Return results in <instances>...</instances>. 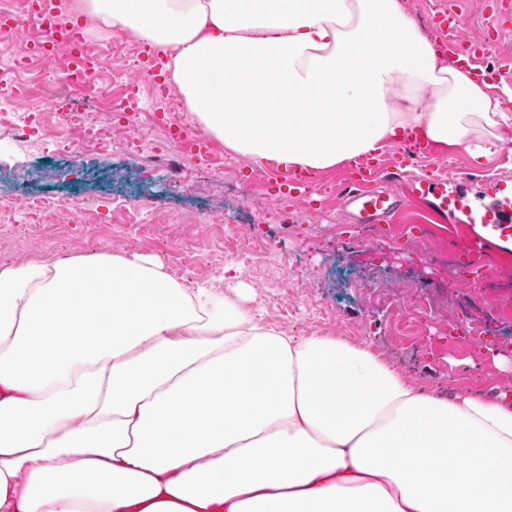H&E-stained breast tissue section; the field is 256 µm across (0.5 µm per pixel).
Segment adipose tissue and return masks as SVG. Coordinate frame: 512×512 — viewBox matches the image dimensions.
I'll return each mask as SVG.
<instances>
[{"instance_id": "adipose-tissue-1", "label": "adipose tissue", "mask_w": 512, "mask_h": 512, "mask_svg": "<svg viewBox=\"0 0 512 512\" xmlns=\"http://www.w3.org/2000/svg\"><path fill=\"white\" fill-rule=\"evenodd\" d=\"M158 48L252 162L335 168L416 128L503 149L512 89L401 0H82ZM0 512H512V400L416 386L151 257L0 262Z\"/></svg>"}]
</instances>
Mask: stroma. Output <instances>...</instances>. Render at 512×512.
Returning <instances> with one entry per match:
<instances>
[{
  "label": "stroma",
  "mask_w": 512,
  "mask_h": 512,
  "mask_svg": "<svg viewBox=\"0 0 512 512\" xmlns=\"http://www.w3.org/2000/svg\"><path fill=\"white\" fill-rule=\"evenodd\" d=\"M123 80L100 92L90 85L100 111H109L113 98L127 97L138 87L137 104L143 122L152 119V99L133 61L121 66ZM129 149L89 162L80 150L62 161L44 154L23 153L0 140V211L25 195L48 197L62 207H81L89 195L102 204L126 194L150 196L167 212L211 215L215 224H155L148 232L128 237L120 228L124 213L108 224H14L0 240V261L25 262L62 254L90 255L102 251L145 254L165 271L185 269V284L205 283L220 289L241 285L250 290L251 306L262 322L294 336H329L352 344L370 342L382 359L404 371L418 386L450 396L468 391L504 394L512 398V369L499 370L494 352L512 357V268H499L491 280L465 288L450 278L448 257L463 250L476 236L487 247L476 254L478 265H494L497 243L512 239V228L485 227L476 233V218L466 209L435 212L430 198L410 200L396 225L369 230L351 223L339 196L346 166L312 176L311 210L298 224H277L271 213L276 201L268 197L277 175L273 163H247L240 177L256 172L266 178L253 195L260 211L241 199L210 186L172 183L164 169L143 170L136 142L140 132L128 129ZM392 149L378 154L379 185L406 192L407 181L440 167L455 166L449 183L462 188L471 201L488 191L504 190L512 199V151L503 149L480 159L456 147H433L409 166L401 178L391 164ZM421 228L429 249L413 245L409 225ZM266 239L270 252H258L253 242ZM233 242L242 260L224 257L225 242Z\"/></svg>",
  "instance_id": "obj_1"
}]
</instances>
